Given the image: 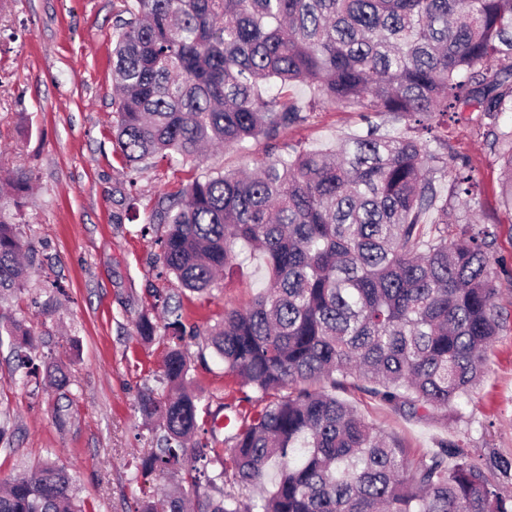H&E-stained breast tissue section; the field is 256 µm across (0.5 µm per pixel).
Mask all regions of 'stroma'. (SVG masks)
<instances>
[{
	"mask_svg": "<svg viewBox=\"0 0 512 512\" xmlns=\"http://www.w3.org/2000/svg\"><path fill=\"white\" fill-rule=\"evenodd\" d=\"M0 9V173L32 174L21 200L20 231L31 278L9 307L33 329L37 350L67 367L62 389L12 380L16 361L0 344V416L9 427L0 440V481L30 472L55 453L77 477L86 512H134L136 501L156 493V479L133 482L137 456L149 452L151 426L135 406L139 392L162 372L167 333L151 343L136 331L154 289L172 287L154 260L164 225H148L159 199L213 168L252 170L266 159L265 145L216 148L174 167L150 165L136 188L126 182L125 161L113 125L117 93L112 83L115 17L123 0H9ZM358 113L326 106L310 123L288 128L280 144L324 148L363 132ZM450 160L468 163L482 193L454 203L449 222L476 221L495 234L493 267L503 291L504 327L471 402H459L423 421L406 419L367 395L357 379L337 390L369 424L398 439L410 458L442 440H462L472 459L488 450L512 457V213L502 204L503 174L474 126L438 127ZM267 282L262 260L217 280L198 295L176 291L186 326L198 329L190 352L204 351L192 375L210 399L212 413L235 405L241 415L260 409L245 402L223 361L204 350L202 330L225 308L244 307Z\"/></svg>",
	"mask_w": 512,
	"mask_h": 512,
	"instance_id": "obj_1",
	"label": "stroma"
}]
</instances>
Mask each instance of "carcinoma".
Listing matches in <instances>:
<instances>
[{"label":"carcinoma","instance_id":"obj_1","mask_svg":"<svg viewBox=\"0 0 512 512\" xmlns=\"http://www.w3.org/2000/svg\"><path fill=\"white\" fill-rule=\"evenodd\" d=\"M113 76L120 91L115 142L130 172L182 161L206 147L262 140L268 160L251 173L212 171L159 202L150 223L159 275L203 293L216 276L260 256L268 284L244 309H226L206 346L238 379L241 400L266 399L250 421L217 440L201 436L203 392L179 307L159 385L137 412L157 422L156 448L137 476L169 487L136 512H512V459L485 463L455 440L411 460L324 384L357 377L371 397L422 420L470 398L502 327L489 249L494 234L468 220L448 240V208L478 184L448 165L434 115L468 113L501 155L512 202V0H132L116 16ZM306 83L299 103L288 86ZM276 84L277 92L267 86ZM327 105L362 113L363 134L330 149L281 152L290 127ZM373 112L405 131L391 135ZM31 176L0 182L19 207ZM12 211L0 204V298L30 276ZM140 339L156 324L143 313ZM33 347L25 320L0 314V337ZM44 379L68 385L43 357ZM216 466L201 475L197 462ZM211 492L201 491V481ZM59 459L0 489V512H84ZM260 489L257 496L240 491Z\"/></svg>","mask_w":512,"mask_h":512}]
</instances>
